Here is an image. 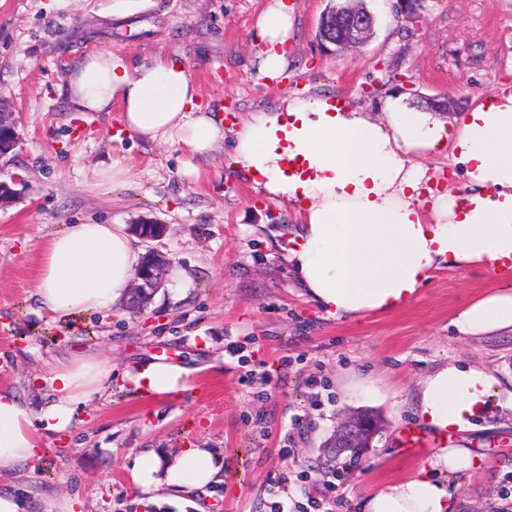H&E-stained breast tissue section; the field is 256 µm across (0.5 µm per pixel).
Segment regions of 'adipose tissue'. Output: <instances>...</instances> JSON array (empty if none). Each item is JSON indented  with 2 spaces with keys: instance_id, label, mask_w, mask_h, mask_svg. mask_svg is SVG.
<instances>
[{
  "instance_id": "1",
  "label": "adipose tissue",
  "mask_w": 512,
  "mask_h": 512,
  "mask_svg": "<svg viewBox=\"0 0 512 512\" xmlns=\"http://www.w3.org/2000/svg\"><path fill=\"white\" fill-rule=\"evenodd\" d=\"M267 48L262 74L279 78L280 53L292 28L285 0H269L257 20ZM71 111L108 112L151 143L180 144L207 154L224 137L203 109L185 62L159 52L141 62L112 51L88 54L66 82ZM231 162L268 199L301 204L305 225L288 251L300 283L331 318L353 319L408 307L440 264L482 265L498 286L468 302L452 319L458 335L512 332V84L499 82L450 120L383 100L377 119L324 97L291 96L273 111L250 113L233 133ZM448 152L459 184L422 200V157ZM139 262L134 237L121 224H73L42 248L36 297L56 317L91 313L125 302ZM112 380L107 359L79 354L46 382L53 400L39 411L0 389V469L40 453L38 429L68 433L80 404ZM133 385L161 398L183 389V370L154 363ZM495 379L477 366L446 365L421 384L419 420L438 437L479 418ZM471 449L442 447L407 480L380 489L368 512H449L446 478L482 466ZM223 471L209 448L168 458L140 452L132 486L202 489Z\"/></svg>"
}]
</instances>
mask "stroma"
Instances as JSON below:
<instances>
[{"label": "stroma", "mask_w": 512, "mask_h": 512, "mask_svg": "<svg viewBox=\"0 0 512 512\" xmlns=\"http://www.w3.org/2000/svg\"><path fill=\"white\" fill-rule=\"evenodd\" d=\"M291 36L281 78L260 73L265 48L255 22L268 0H0V102L15 112L20 145L0 159V181L21 174L0 205V388L32 409L51 398L44 383L75 354L108 358L113 385L81 406L66 437L40 431L44 453L0 470V495L21 512H42L64 495L84 512H364L367 499L410 477L427 448L406 447L422 381L447 365H478L497 381L488 411L448 444L483 456L484 466L448 480L453 512H512V334L458 335L450 321L466 301L493 289L482 266L440 267L405 309L327 318L299 286L287 255L302 225L294 206L259 197L228 165L231 137L213 152L150 144L118 131L115 113L71 111L70 69L92 51L138 60L178 54L201 103L234 126L290 95H316L369 117L390 93L411 104L445 97L457 111L499 80L512 79V0H422L417 22L394 0H366L374 33L342 59L315 33L329 0H288ZM120 184L102 183L112 165ZM165 224L138 240L171 261L147 309L126 306L55 318L35 287L40 251L72 224ZM162 361L185 370V391L159 399L124 374ZM367 409L382 420L370 448L325 468L323 444L338 416ZM214 449L222 484L166 492L146 505L130 489L141 450L169 456ZM285 485H274L276 477Z\"/></svg>", "instance_id": "stroma-1"}]
</instances>
